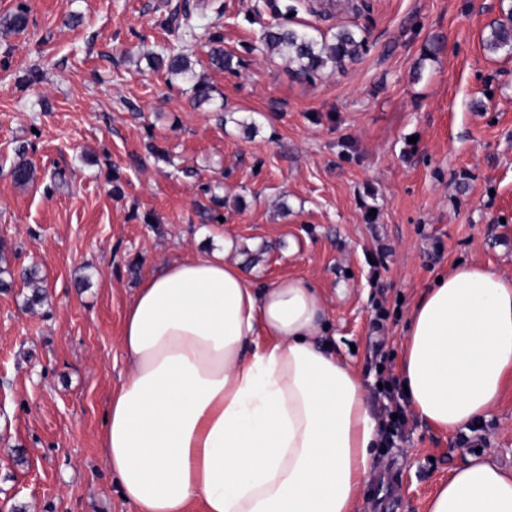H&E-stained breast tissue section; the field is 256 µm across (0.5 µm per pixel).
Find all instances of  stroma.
Returning <instances> with one entry per match:
<instances>
[{"label": "stroma", "instance_id": "1", "mask_svg": "<svg viewBox=\"0 0 512 512\" xmlns=\"http://www.w3.org/2000/svg\"><path fill=\"white\" fill-rule=\"evenodd\" d=\"M21 1L27 29L0 36V512H135L102 443L122 317L170 257L223 248L255 285L322 288L374 416L403 409L357 512H426L479 449L512 470V382L448 434L377 394L436 277L468 263L512 280V52L485 47L512 0H0V16ZM277 26L347 27L365 49L305 77L262 43ZM215 31L231 68L209 65ZM164 47L210 103L149 67ZM28 270L47 288L32 309ZM11 177L20 186L27 185L34 179V167L25 157V149H18L16 159L10 168Z\"/></svg>", "mask_w": 512, "mask_h": 512}]
</instances>
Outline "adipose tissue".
Segmentation results:
<instances>
[{"label":"adipose tissue","mask_w":512,"mask_h":512,"mask_svg":"<svg viewBox=\"0 0 512 512\" xmlns=\"http://www.w3.org/2000/svg\"><path fill=\"white\" fill-rule=\"evenodd\" d=\"M328 318L312 280L258 287L219 251L143 279L103 433L137 512H354L377 421L325 341ZM400 375L413 413L438 431L487 417L512 379V281L464 263L442 275L411 311ZM428 512H512V471L465 456Z\"/></svg>","instance_id":"1"}]
</instances>
